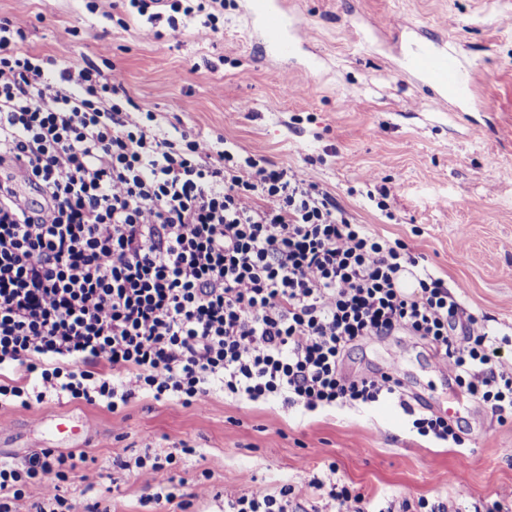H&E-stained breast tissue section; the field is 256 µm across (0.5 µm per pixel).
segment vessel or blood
<instances>
[{
    "label": "vessel or blood",
    "instance_id": "1",
    "mask_svg": "<svg viewBox=\"0 0 512 512\" xmlns=\"http://www.w3.org/2000/svg\"><path fill=\"white\" fill-rule=\"evenodd\" d=\"M252 9L261 19L266 40L281 55H295L308 43L307 29L295 21L285 0H252ZM401 66L427 93L459 106L468 103L473 71L457 52L439 46L435 40L420 39L410 44Z\"/></svg>",
    "mask_w": 512,
    "mask_h": 512
}]
</instances>
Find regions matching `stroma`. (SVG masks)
<instances>
[{"mask_svg": "<svg viewBox=\"0 0 512 512\" xmlns=\"http://www.w3.org/2000/svg\"><path fill=\"white\" fill-rule=\"evenodd\" d=\"M88 1L0 0V19H26L28 50L57 64L110 59L166 134L220 137L239 157L301 172L351 222L407 243L466 313L507 336L500 357L512 365V0H289L310 34L292 59L264 53L249 0H224V26L207 36L202 12L152 20L113 0H92L91 11ZM150 28L161 39L147 37ZM423 34L473 68L464 114L395 71L399 50ZM384 186L394 189L385 199ZM395 358L405 366L402 401L451 411L463 445L411 432L402 401L309 412L218 391L201 411L148 395L118 416L54 398L2 407L0 459L21 463L44 448L85 454L64 489L108 512H181L148 499L172 482L193 494L192 512H224L225 496L287 484L307 512H323L327 492L302 482L304 463L361 492L374 512L421 497L471 512L512 490V425L442 378L430 345L405 334L363 342L344 371L382 372ZM61 415L89 418L94 430L52 435L45 423ZM183 441L196 455L146 479L112 464L121 452L163 456Z\"/></svg>", "mask_w": 512, "mask_h": 512, "instance_id": "stroma-1", "label": "stroma"}]
</instances>
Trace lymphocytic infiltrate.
Segmentation results:
<instances>
[{
	"instance_id": "obj_1",
	"label": "lymphocytic infiltrate",
	"mask_w": 512,
	"mask_h": 512,
	"mask_svg": "<svg viewBox=\"0 0 512 512\" xmlns=\"http://www.w3.org/2000/svg\"><path fill=\"white\" fill-rule=\"evenodd\" d=\"M28 23L0 21V407L46 396L121 413L141 393L204 408L221 390L307 410L401 395L392 372L347 378L356 343L405 331L500 423L512 367L403 241L351 223L326 191L265 158L236 161L199 134L171 137L130 110L120 69L49 73ZM20 167L42 204L31 207ZM81 463L46 448L0 459V512L34 484L32 512L78 508L61 492ZM224 512H302L291 487L224 500Z\"/></svg>"
}]
</instances>
